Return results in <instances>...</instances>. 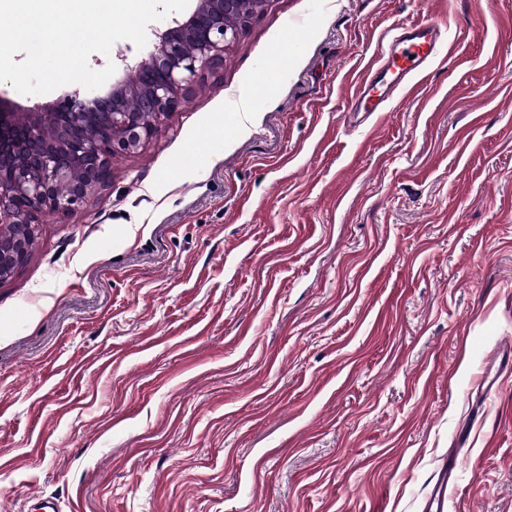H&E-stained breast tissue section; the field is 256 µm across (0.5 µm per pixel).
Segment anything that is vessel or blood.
Listing matches in <instances>:
<instances>
[{
	"label": "vessel or blood",
	"mask_w": 512,
	"mask_h": 512,
	"mask_svg": "<svg viewBox=\"0 0 512 512\" xmlns=\"http://www.w3.org/2000/svg\"><path fill=\"white\" fill-rule=\"evenodd\" d=\"M441 32L436 26L415 24L387 39L375 64L349 94L353 113L384 111L408 76H419L436 54Z\"/></svg>",
	"instance_id": "obj_1"
}]
</instances>
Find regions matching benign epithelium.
I'll use <instances>...</instances> for the list:
<instances>
[{"label":"benign epithelium","instance_id":"1","mask_svg":"<svg viewBox=\"0 0 512 512\" xmlns=\"http://www.w3.org/2000/svg\"><path fill=\"white\" fill-rule=\"evenodd\" d=\"M266 0H197L182 20L156 34L153 49L126 79L96 90L77 87L58 106L13 112L0 104V224L33 228L43 213H67L107 185L112 159L148 142L194 88L224 65V51L260 15ZM72 123L94 125L95 140L74 138L69 127L52 125L53 113ZM30 201L23 211L19 196ZM28 237L0 238V270L22 266Z\"/></svg>","mask_w":512,"mask_h":512}]
</instances>
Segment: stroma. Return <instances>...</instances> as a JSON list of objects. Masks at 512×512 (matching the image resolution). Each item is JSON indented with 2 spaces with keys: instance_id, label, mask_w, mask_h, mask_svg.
<instances>
[{
  "instance_id": "35a3bbf8",
  "label": "stroma",
  "mask_w": 512,
  "mask_h": 512,
  "mask_svg": "<svg viewBox=\"0 0 512 512\" xmlns=\"http://www.w3.org/2000/svg\"><path fill=\"white\" fill-rule=\"evenodd\" d=\"M426 21L425 80L349 117ZM506 337L512 0H267L0 280V512H427L452 459L445 512H512ZM441 32L434 25L415 24L399 28L387 39L375 64L349 94L347 112H383L395 91L408 76H420L436 54ZM410 55H414L410 59Z\"/></svg>"
}]
</instances>
